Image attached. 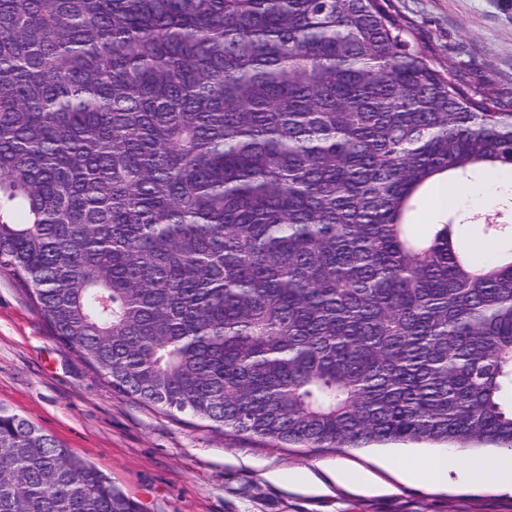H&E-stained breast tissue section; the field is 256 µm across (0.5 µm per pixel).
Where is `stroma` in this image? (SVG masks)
Listing matches in <instances>:
<instances>
[{
	"instance_id": "35a3bbf8",
	"label": "stroma",
	"mask_w": 512,
	"mask_h": 512,
	"mask_svg": "<svg viewBox=\"0 0 512 512\" xmlns=\"http://www.w3.org/2000/svg\"><path fill=\"white\" fill-rule=\"evenodd\" d=\"M437 69L512 105V0H392ZM483 179L458 183L466 200L456 236L485 240L486 214L512 223V185L494 200ZM0 408L23 416L96 465L141 512H512V491L486 482L438 488L408 482L389 457L438 452L435 444L277 448L169 416L112 391L51 336L15 280L0 274ZM343 463L370 474L372 489L337 485Z\"/></svg>"
}]
</instances>
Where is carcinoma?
<instances>
[{"label":"carcinoma","instance_id":"1","mask_svg":"<svg viewBox=\"0 0 512 512\" xmlns=\"http://www.w3.org/2000/svg\"><path fill=\"white\" fill-rule=\"evenodd\" d=\"M512 110L391 0H0V274L112 390L276 447L512 451V251L412 232ZM0 512H140L0 409Z\"/></svg>","mask_w":512,"mask_h":512}]
</instances>
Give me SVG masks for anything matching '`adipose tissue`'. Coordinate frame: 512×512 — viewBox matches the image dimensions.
<instances>
[{
  "label": "adipose tissue",
  "instance_id": "adipose-tissue-1",
  "mask_svg": "<svg viewBox=\"0 0 512 512\" xmlns=\"http://www.w3.org/2000/svg\"><path fill=\"white\" fill-rule=\"evenodd\" d=\"M401 470L403 478L408 481L421 478L431 484H444L453 476L458 481L468 482L479 474L483 479L502 487H512V455L503 456L493 464L475 466L461 460L456 454H439L422 458L416 467Z\"/></svg>",
  "mask_w": 512,
  "mask_h": 512
}]
</instances>
